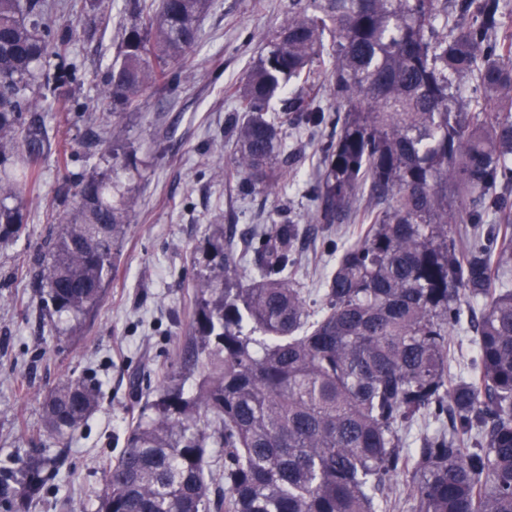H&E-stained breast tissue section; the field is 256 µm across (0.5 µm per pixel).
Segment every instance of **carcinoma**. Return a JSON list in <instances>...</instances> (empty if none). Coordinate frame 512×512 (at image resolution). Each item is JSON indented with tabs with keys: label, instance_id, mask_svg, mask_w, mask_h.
<instances>
[{
	"label": "carcinoma",
	"instance_id": "cac0c4a2",
	"mask_svg": "<svg viewBox=\"0 0 512 512\" xmlns=\"http://www.w3.org/2000/svg\"><path fill=\"white\" fill-rule=\"evenodd\" d=\"M104 98L128 113L173 85L202 39L210 0H126ZM71 0H0V247L25 231L32 165L52 150L33 86L75 101L48 67L71 39ZM512 0H291L288 18L235 92L229 175L250 191L288 181L282 128L331 129L310 186L318 224L368 226L324 281L321 313L296 278L310 228L255 238L216 224L193 282V380L170 367L108 464L96 512H377L404 477L411 512H512ZM329 77L336 101L306 88ZM482 91L460 109L462 80ZM282 98L280 112L273 101ZM112 174L129 170L126 128L106 123ZM76 213L44 246L33 287L81 324L101 305L136 207L118 182L83 175ZM475 333L450 377L448 336ZM99 391L66 376L43 398L57 438ZM224 449V486L208 449ZM48 461L0 477L31 501Z\"/></svg>",
	"mask_w": 512,
	"mask_h": 512
}]
</instances>
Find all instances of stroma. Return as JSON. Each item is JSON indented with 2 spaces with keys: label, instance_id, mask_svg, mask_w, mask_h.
<instances>
[{
  "label": "stroma",
  "instance_id": "obj_1",
  "mask_svg": "<svg viewBox=\"0 0 512 512\" xmlns=\"http://www.w3.org/2000/svg\"><path fill=\"white\" fill-rule=\"evenodd\" d=\"M289 2L212 0L203 38L189 52L178 85L154 88L140 113L124 116L139 170L130 184L138 207L99 308L79 327L65 321L55 328L31 277L48 232L74 211L69 181L111 171V159L95 144L103 117L114 110L101 96V81L130 22L112 0H76L70 22L77 34L68 59L77 66L75 94L82 110L48 113L54 150L36 164L23 236L0 250V468L18 469L33 452L52 463L39 497L19 512H95L105 464L123 448L142 394L155 388L158 369L189 342L192 284L211 225L247 231L310 223L314 203L307 189L318 166V141L289 136L292 177L275 195L243 192L240 179L224 175L229 151L214 147L233 115L227 87L243 84ZM62 149L69 156L65 165L59 161ZM362 229L357 222L315 226L297 269L312 308L320 306L326 266ZM70 374L99 386L100 406L62 443L43 427L42 402Z\"/></svg>",
  "mask_w": 512,
  "mask_h": 512
}]
</instances>
